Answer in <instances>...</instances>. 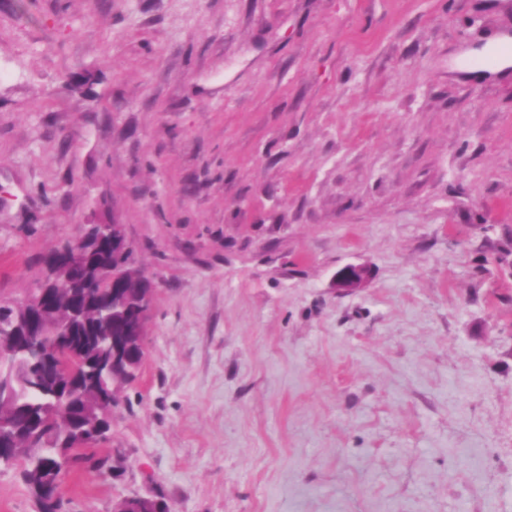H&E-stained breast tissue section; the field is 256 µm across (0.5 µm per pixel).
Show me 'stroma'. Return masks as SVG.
I'll return each instance as SVG.
<instances>
[{
  "label": "stroma",
  "instance_id": "35a3bbf8",
  "mask_svg": "<svg viewBox=\"0 0 512 512\" xmlns=\"http://www.w3.org/2000/svg\"><path fill=\"white\" fill-rule=\"evenodd\" d=\"M509 33L512 0H0V301L111 220L155 290L63 512H512V64L473 68ZM0 512H36L18 468ZM368 277V271L364 266L348 264L337 271L336 286L345 289L361 288Z\"/></svg>",
  "mask_w": 512,
  "mask_h": 512
}]
</instances>
